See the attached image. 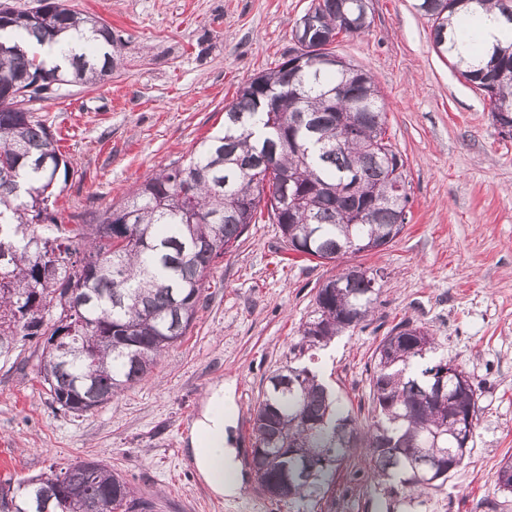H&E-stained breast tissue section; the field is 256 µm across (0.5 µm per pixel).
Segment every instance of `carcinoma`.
<instances>
[{
	"label": "carcinoma",
	"mask_w": 512,
	"mask_h": 512,
	"mask_svg": "<svg viewBox=\"0 0 512 512\" xmlns=\"http://www.w3.org/2000/svg\"><path fill=\"white\" fill-rule=\"evenodd\" d=\"M361 0H311L293 30L294 53L250 78L224 107V131L203 141L185 164L148 175L133 198L91 212L74 229L54 223L49 206L69 166L45 121L27 107L61 86L93 84L112 73L125 49L112 26L69 8L37 0L28 10L0 5V357L18 337H45L39 374L57 409L82 414L144 380L160 355L186 335L218 260L237 247L263 217L279 225L288 246L336 261L359 245L386 246L407 221L406 162L386 139L380 91L369 73L348 63L317 62L334 54L336 36L358 35L372 19L348 28ZM494 7L512 24V0H471ZM432 21L433 43L458 74L485 94L501 133L512 134V43L494 45L468 63L454 53L452 18L464 0H418ZM311 23L309 42L299 37ZM79 33L98 52L66 53ZM58 51L67 66H49L29 45ZM304 114L305 123L295 122ZM315 295L288 364L269 377L254 409L252 434L264 449L257 474L263 490L288 474L277 500L303 501L321 490L354 454L373 484L396 481L407 496L436 489L421 474L432 463L453 473L456 419L439 409L438 383L427 355L434 338L404 320L372 354L374 420L363 426L318 375L297 363L370 315L379 288L362 271L341 288ZM71 288L81 299L66 298ZM39 302L38 313L24 311ZM65 346L53 345L63 330ZM447 384L456 415L475 426L477 392ZM496 486L512 492V461ZM82 503L101 512H152L126 479L104 463L88 472L75 462L14 491L0 486V512H73Z\"/></svg>",
	"instance_id": "1"
}]
</instances>
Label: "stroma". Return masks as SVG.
Returning a JSON list of instances; mask_svg holds the SVG:
<instances>
[{
    "mask_svg": "<svg viewBox=\"0 0 512 512\" xmlns=\"http://www.w3.org/2000/svg\"><path fill=\"white\" fill-rule=\"evenodd\" d=\"M310 2L67 0L128 45L104 81L31 105L57 129L74 169L54 204L59 223L124 202L147 174L187 160L222 129L237 88L287 55ZM414 2L370 0V28L334 46L380 89L411 183L402 233L343 263L287 250L278 225H250L214 269L184 341L145 380L79 416L57 410L39 382L42 337L19 340L12 361L0 362V451L15 463L0 482L95 457L155 512H512V493L494 483L512 457V138L500 135L483 93L437 54ZM348 263L378 273L379 298L365 322L316 350L312 369L367 422L372 354L410 320L480 381L474 446L442 488L419 497H391L369 488L365 469L344 468L317 497L278 502L250 466L253 410L312 316L318 288ZM219 384L234 413L227 444L242 490L233 498L211 490L189 453Z\"/></svg>",
    "mask_w": 512,
    "mask_h": 512,
    "instance_id": "1",
    "label": "stroma"
}]
</instances>
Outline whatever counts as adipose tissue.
Here are the masks:
<instances>
[{"instance_id": "obj_1", "label": "adipose tissue", "mask_w": 512, "mask_h": 512, "mask_svg": "<svg viewBox=\"0 0 512 512\" xmlns=\"http://www.w3.org/2000/svg\"><path fill=\"white\" fill-rule=\"evenodd\" d=\"M512 42V26L505 24L497 11H479L474 37L456 35L455 51L472 59L478 48L491 43ZM227 409L223 389H215L207 399L205 412L195 426L192 457L198 471L215 493L232 496L239 492L236 463L224 447Z\"/></svg>"}]
</instances>
